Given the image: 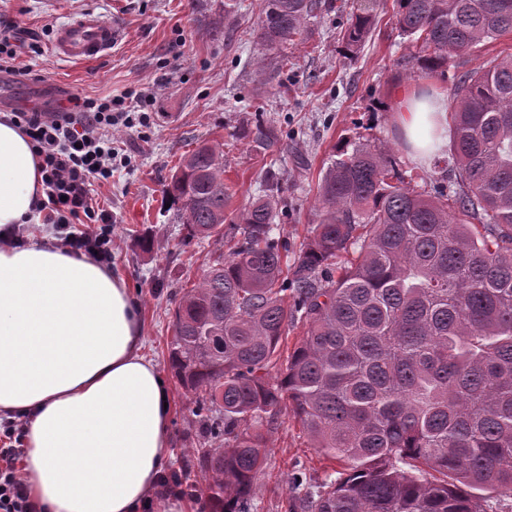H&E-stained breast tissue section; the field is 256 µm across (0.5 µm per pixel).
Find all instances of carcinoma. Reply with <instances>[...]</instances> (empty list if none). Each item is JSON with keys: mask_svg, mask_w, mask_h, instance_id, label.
<instances>
[{"mask_svg": "<svg viewBox=\"0 0 512 512\" xmlns=\"http://www.w3.org/2000/svg\"><path fill=\"white\" fill-rule=\"evenodd\" d=\"M395 2L427 75L512 33V0ZM375 3L349 19L346 54L371 37ZM323 6L260 0L257 38L279 52L275 66ZM449 116L454 191L417 192L384 145L344 142L287 273L273 167L263 194L234 209L223 147L202 142L175 167L164 193L186 240L223 247L179 299L168 345L204 478L174 471L171 482L207 512H260L256 483L284 411L346 464L298 498L301 512H486L475 490L512 498V54L462 72ZM235 137L277 139L261 119ZM298 323L304 336L280 366Z\"/></svg>", "mask_w": 512, "mask_h": 512, "instance_id": "carcinoma-1", "label": "carcinoma"}]
</instances>
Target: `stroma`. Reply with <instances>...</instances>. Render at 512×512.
Segmentation results:
<instances>
[{"mask_svg":"<svg viewBox=\"0 0 512 512\" xmlns=\"http://www.w3.org/2000/svg\"><path fill=\"white\" fill-rule=\"evenodd\" d=\"M240 0L233 19L224 17V0H0V20L15 22L23 40L39 38L44 53L22 56L30 73L0 84V114L14 105L56 107L68 94L124 97L132 112L150 115L147 125L118 132L120 160L112 186L103 196L115 218L112 270L126 277L140 300L146 345L167 388L172 414L167 470L202 482L186 436L191 403L167 368L173 336L172 312L183 288L197 282L214 241H186L175 208L166 207L164 188L180 158L197 141L224 145V182L233 206L258 194L262 161L278 160L288 173L281 235L288 243L285 264H293L312 224L311 207L321 170L342 139L381 140L418 191H430L441 177L435 164L412 160L400 139L395 107L402 93L449 91L457 73L449 64L442 76L410 79L415 48L395 25L394 0H377L375 29L354 56L343 53L341 32L358 0H341L311 19L303 38L289 49L288 66L258 80L253 39L258 11ZM119 14L125 33L96 61L73 63L53 57L47 28L77 12ZM271 120L276 143L261 151L234 137L236 128L257 114ZM150 234L143 250L139 237ZM268 464L257 485L262 512H289L294 498L290 478L304 467L314 482L343 471V462L323 456L301 424L282 413L270 437Z\"/></svg>","mask_w":512,"mask_h":512,"instance_id":"stroma-1","label":"stroma"}]
</instances>
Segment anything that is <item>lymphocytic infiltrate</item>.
<instances>
[{
    "instance_id": "obj_1",
    "label": "lymphocytic infiltrate",
    "mask_w": 512,
    "mask_h": 512,
    "mask_svg": "<svg viewBox=\"0 0 512 512\" xmlns=\"http://www.w3.org/2000/svg\"><path fill=\"white\" fill-rule=\"evenodd\" d=\"M116 104L110 97L74 96L66 111L18 108L11 117L42 162L43 197L27 223L49 226L56 247L105 265L112 262L113 216L100 208L97 194L112 181L114 132L131 125ZM24 428L21 419L0 423V512H46L31 500L16 467Z\"/></svg>"
}]
</instances>
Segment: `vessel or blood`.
I'll use <instances>...</instances> for the list:
<instances>
[{"mask_svg":"<svg viewBox=\"0 0 512 512\" xmlns=\"http://www.w3.org/2000/svg\"><path fill=\"white\" fill-rule=\"evenodd\" d=\"M122 33L118 21L105 19L95 12H85L61 23L54 34L52 51L56 58L86 62L111 50Z\"/></svg>","mask_w":512,"mask_h":512,"instance_id":"b4317fda","label":"vessel or blood"}]
</instances>
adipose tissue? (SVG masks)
Masks as SVG:
<instances>
[{"label":"adipose tissue","instance_id":"1","mask_svg":"<svg viewBox=\"0 0 512 512\" xmlns=\"http://www.w3.org/2000/svg\"><path fill=\"white\" fill-rule=\"evenodd\" d=\"M396 122L414 160L448 139V97L406 93ZM28 137L0 122V232L42 198ZM140 301L127 280L29 234L0 245V416L29 420L21 470L50 512H142L171 455L167 393L143 353Z\"/></svg>","mask_w":512,"mask_h":512}]
</instances>
